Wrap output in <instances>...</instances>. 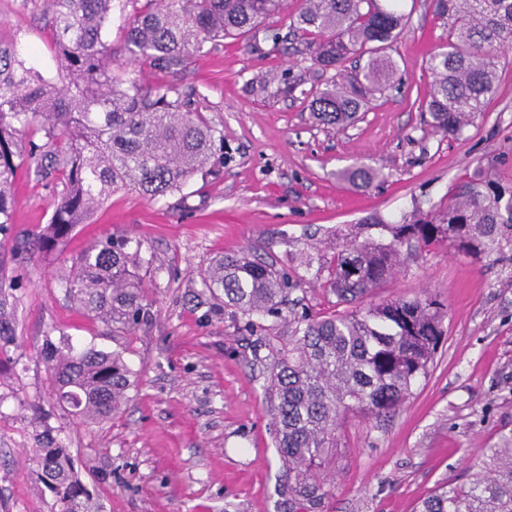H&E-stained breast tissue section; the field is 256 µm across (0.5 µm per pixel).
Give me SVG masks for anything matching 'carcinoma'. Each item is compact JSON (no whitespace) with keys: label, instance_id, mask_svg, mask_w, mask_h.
<instances>
[{"label":"carcinoma","instance_id":"carcinoma-1","mask_svg":"<svg viewBox=\"0 0 512 512\" xmlns=\"http://www.w3.org/2000/svg\"><path fill=\"white\" fill-rule=\"evenodd\" d=\"M399 0H301L294 26L308 35L314 64L336 70L352 55L366 58L346 92L331 81L317 91L311 110L329 122L352 119L363 96L383 90L397 70L387 50L410 22ZM434 13L451 21L448 44L426 60L433 78L427 104L435 128L462 136L497 89L496 59L512 45V0H432ZM132 7L124 39L126 60L167 77L151 87L121 78L107 40L114 7ZM284 0H51V31L60 72L52 82L0 38V234L13 223L16 173L63 185L48 224L34 243L15 245L19 261L33 248L64 246L118 189L159 199L195 175L224 167V131L198 106L195 86L184 83L215 42L258 28L283 9ZM345 179L366 186L377 173L359 164ZM355 224L336 238L325 286L336 304H359L394 272L400 248L446 241L455 251L499 260L512 249V192L473 180L458 186L448 207L430 219L386 224L389 242ZM108 237L83 250L64 278L70 294L92 316L132 328L144 316L137 270L145 263L142 243ZM224 313L249 332L268 336L272 359L265 395L283 467L282 491L292 512L322 506L329 491L322 471L336 453V433L345 415L395 412L426 374L442 336L441 307L429 297L399 298L328 315L293 318L288 339L276 333L288 295L302 282L296 271L278 268L247 251L226 255L201 277ZM0 282V340L14 335L7 312L8 289ZM55 394L90 423L121 410L134 372L118 352L77 350L64 340H46ZM506 447L485 451L482 470L461 487H441L415 512H512V436ZM42 481L59 512H90V493L65 448L49 439L35 449Z\"/></svg>","mask_w":512,"mask_h":512}]
</instances>
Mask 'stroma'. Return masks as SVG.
Masks as SVG:
<instances>
[{
	"label": "stroma",
	"mask_w": 512,
	"mask_h": 512,
	"mask_svg": "<svg viewBox=\"0 0 512 512\" xmlns=\"http://www.w3.org/2000/svg\"><path fill=\"white\" fill-rule=\"evenodd\" d=\"M401 5L410 24L390 50L394 83L350 122L310 111L332 74L290 31L298 0H288L264 28L221 40L187 77L200 110L224 130L220 175L195 176L157 200L116 191L63 250L23 267L11 237L0 235V275L18 280L16 334L0 340V512H58L33 461L45 430L69 449L100 512H281L266 378L251 365L256 339L225 317L223 300L202 296L201 273L244 249L300 268L308 244L327 256L333 233L349 225L444 210L468 179L512 189V48L498 59V88L483 112L460 138L445 136L425 110V61L447 43L450 23L431 0ZM50 18L48 0H0V36L46 68L54 65ZM272 28L283 43L268 39ZM360 163L378 179L340 178ZM57 191L19 171L13 235L47 224ZM110 235L142 241L152 257L139 271L147 313L131 330L88 317L61 283L73 257ZM300 270L291 308L335 312L323 277ZM415 296L443 311L434 359L395 413L345 416L324 512H415L438 487L468 484L482 449L512 433V261L465 256L444 242L403 250L368 300ZM63 339L122 353L135 383L119 414L86 423L52 396L40 350Z\"/></svg>",
	"instance_id": "1"
}]
</instances>
